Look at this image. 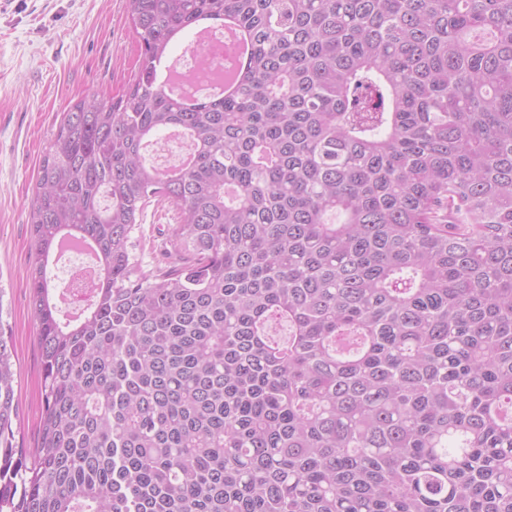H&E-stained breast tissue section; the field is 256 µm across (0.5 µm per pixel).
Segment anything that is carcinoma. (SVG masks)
<instances>
[{
	"label": "carcinoma",
	"mask_w": 512,
	"mask_h": 512,
	"mask_svg": "<svg viewBox=\"0 0 512 512\" xmlns=\"http://www.w3.org/2000/svg\"><path fill=\"white\" fill-rule=\"evenodd\" d=\"M251 46L190 107L158 63ZM137 70L71 105L36 173L40 438L0 512H512V0H129ZM183 131L186 167L148 158ZM180 263L137 273L151 201ZM99 268L81 315L48 272ZM288 325L275 341L271 324ZM199 30L207 39H210L216 32L224 33L226 39L233 48L232 72H238L246 67L249 60L248 42L241 32L232 24L212 21L202 23ZM189 36L182 38L181 40L175 42L172 46L171 50V58L164 64L165 75L162 81V87L165 92L170 93L172 91H176V86H178V79L181 74V63L179 62L178 57L183 54V52L190 46ZM92 257L88 254L71 257V258H62L58 257L50 261V266L52 268L53 274L56 275V282L59 284L63 279V289H69V285L73 280H81L87 284H91L90 279L87 275V270L93 266V262H82V260H89ZM80 263V264H79ZM78 264V265H76ZM75 265L74 267H72ZM72 267L68 272L67 270ZM67 272V276L65 277ZM65 278V279H64Z\"/></svg>",
	"instance_id": "cac0c4a2"
}]
</instances>
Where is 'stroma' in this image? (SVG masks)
<instances>
[{
  "label": "stroma",
  "mask_w": 512,
  "mask_h": 512,
  "mask_svg": "<svg viewBox=\"0 0 512 512\" xmlns=\"http://www.w3.org/2000/svg\"><path fill=\"white\" fill-rule=\"evenodd\" d=\"M129 0H0V308L12 338L19 420L15 442L36 448L41 363L28 282L31 201L38 164L65 109L90 94L117 95L137 68ZM175 219L150 204L134 234L141 273L171 261Z\"/></svg>",
  "instance_id": "obj_1"
}]
</instances>
